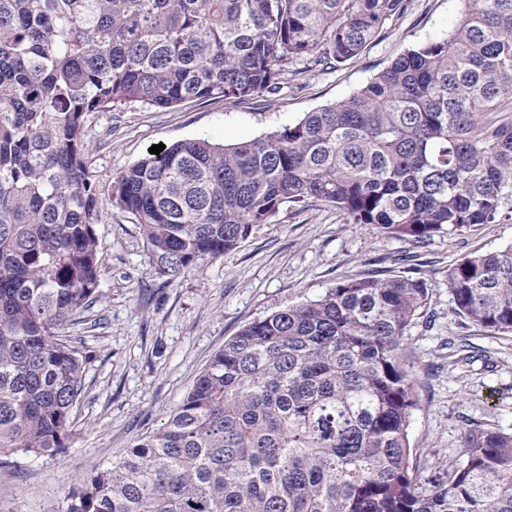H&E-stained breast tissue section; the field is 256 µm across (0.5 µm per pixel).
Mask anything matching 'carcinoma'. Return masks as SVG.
Masks as SVG:
<instances>
[{
    "mask_svg": "<svg viewBox=\"0 0 512 512\" xmlns=\"http://www.w3.org/2000/svg\"><path fill=\"white\" fill-rule=\"evenodd\" d=\"M448 34L348 98L235 143L196 138L114 178L160 273L238 247L284 207L425 243L512 221V0H463ZM409 0H0V456L57 455L100 302L93 112L269 97L358 55ZM455 310L512 332V246L448 268ZM421 278L352 279L225 341L159 430L48 512H512V432L461 428L424 476L407 332Z\"/></svg>",
    "mask_w": 512,
    "mask_h": 512,
    "instance_id": "carcinoma-1",
    "label": "carcinoma"
}]
</instances>
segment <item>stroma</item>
Returning <instances> with one entry per match:
<instances>
[{
  "mask_svg": "<svg viewBox=\"0 0 512 512\" xmlns=\"http://www.w3.org/2000/svg\"><path fill=\"white\" fill-rule=\"evenodd\" d=\"M458 0H410L406 15L357 58L297 76L269 98L188 101L158 109L131 104L93 113L86 154L102 201L95 231L104 294L72 334L89 360L86 391L65 451L0 457V512H47L76 480L161 428L225 340L272 311L372 274L423 278L429 324L407 333L419 407L409 437L422 459L455 460L460 426L512 431V333L494 334L457 314L448 268L471 253L512 246V222L485 224L426 244L387 239L348 223L324 203L283 208L238 248L176 278L159 273L133 215L112 205L117 172L152 145L195 138L230 143L296 122L349 96L409 48L445 37ZM471 357L469 369L454 356Z\"/></svg>",
  "mask_w": 512,
  "mask_h": 512,
  "instance_id": "obj_1",
  "label": "stroma"
}]
</instances>
